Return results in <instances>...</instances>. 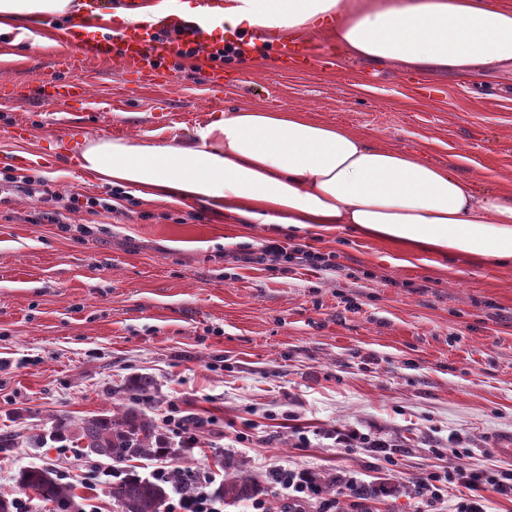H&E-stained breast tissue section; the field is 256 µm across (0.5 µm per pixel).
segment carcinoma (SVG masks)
<instances>
[{"instance_id":"cac0c4a2","label":"carcinoma","mask_w":512,"mask_h":512,"mask_svg":"<svg viewBox=\"0 0 512 512\" xmlns=\"http://www.w3.org/2000/svg\"><path fill=\"white\" fill-rule=\"evenodd\" d=\"M52 439H65L85 456L122 463L131 459L165 460L179 449L171 446L162 428L139 408L118 406L113 411L74 420L65 416L52 419ZM16 485L31 490L43 500L54 504L56 512H80L71 486L60 482L48 468L26 467L18 471ZM176 486L192 490L189 478ZM171 483H161L130 473L112 486V498L122 512H167ZM261 487L247 474L244 464L231 465L215 494L231 502L244 501L258 495Z\"/></svg>"}]
</instances>
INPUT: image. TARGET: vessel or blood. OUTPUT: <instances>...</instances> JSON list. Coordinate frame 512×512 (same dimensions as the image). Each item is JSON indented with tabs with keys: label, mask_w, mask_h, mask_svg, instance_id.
<instances>
[{
	"label": "vessel or blood",
	"mask_w": 512,
	"mask_h": 512,
	"mask_svg": "<svg viewBox=\"0 0 512 512\" xmlns=\"http://www.w3.org/2000/svg\"><path fill=\"white\" fill-rule=\"evenodd\" d=\"M76 52L60 63L61 69H79L92 59L118 58L126 81L135 86L168 82L174 77L173 63L188 56H201L207 66L206 79L214 91L224 86V63L219 54L222 44L210 41L203 26L164 21H143L108 32L97 20L82 16L61 21ZM305 47L293 40L281 41L275 48L276 61L284 66L309 60ZM37 94L42 98L60 99L88 105L89 95L78 82L51 80L40 83Z\"/></svg>",
	"instance_id": "vessel-or-blood-1"
}]
</instances>
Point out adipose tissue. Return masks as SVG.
Instances as JSON below:
<instances>
[{
    "mask_svg": "<svg viewBox=\"0 0 512 512\" xmlns=\"http://www.w3.org/2000/svg\"><path fill=\"white\" fill-rule=\"evenodd\" d=\"M72 0H0L15 43ZM209 11L234 32L328 35L367 67L474 78L512 66V0H151L120 21L192 19ZM77 164L146 201L204 205L229 224H288L322 233L347 224L408 254L512 263V192H478L452 165L375 143L302 109L238 107L161 142L87 139Z\"/></svg>",
    "mask_w": 512,
    "mask_h": 512,
    "instance_id": "ef3b65f1",
    "label": "adipose tissue"
}]
</instances>
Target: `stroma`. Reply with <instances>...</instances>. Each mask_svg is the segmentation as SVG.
<instances>
[{
    "instance_id": "obj_1",
    "label": "stroma",
    "mask_w": 512,
    "mask_h": 512,
    "mask_svg": "<svg viewBox=\"0 0 512 512\" xmlns=\"http://www.w3.org/2000/svg\"><path fill=\"white\" fill-rule=\"evenodd\" d=\"M320 64L288 71L275 61H225L234 75L220 97L201 70L177 67L165 87L124 81L118 61L81 73L104 112H72L35 96L55 75L66 44L10 46L0 83V492L52 512L18 490L20 468L53 470L86 512H121L112 486L156 462L115 464L48 437L59 415L80 419L127 403L131 376L156 382L144 412L198 420L170 467L221 483L220 460L244 462L263 486L266 512L292 500L268 467L345 475L391 496H337L338 512H423L416 482L459 467L512 470L493 439L512 435V265L481 267L406 258L392 243L343 227L270 231L227 224L209 211L132 199L122 212L92 211L105 184L59 147L88 136L158 141L189 135L238 105L301 108L317 121L382 144L453 163L481 190L512 189V73L483 80L422 75L401 66L366 69L325 37ZM182 115L168 126L161 112ZM26 124L14 136L11 128ZM46 181L45 201L13 177ZM310 244L333 270L245 262L268 239ZM354 428L391 443V459L337 447Z\"/></svg>"
}]
</instances>
